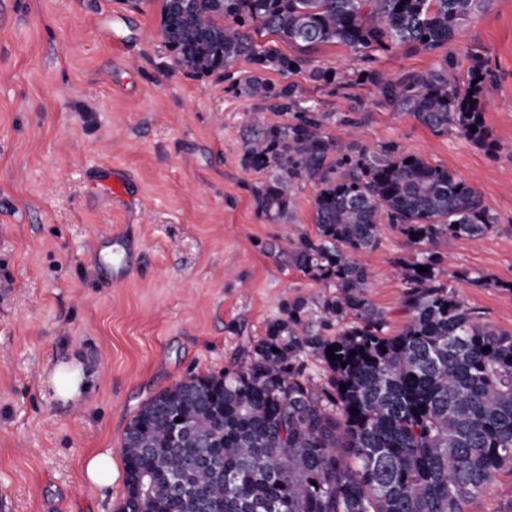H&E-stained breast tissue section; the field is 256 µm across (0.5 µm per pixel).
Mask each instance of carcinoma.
Masks as SVG:
<instances>
[{"label": "carcinoma", "instance_id": "obj_1", "mask_svg": "<svg viewBox=\"0 0 512 512\" xmlns=\"http://www.w3.org/2000/svg\"><path fill=\"white\" fill-rule=\"evenodd\" d=\"M490 4L162 0L160 33L191 77L226 72L239 60L286 75L308 59L266 49L254 36L273 33L303 53L325 43L357 53L434 52ZM453 67L445 58L425 72L366 79L434 134L454 131L493 153L485 63L471 55L454 82ZM244 91L294 111L295 122L284 125L254 116L243 162L269 172L253 195L276 218L288 216L303 182L319 185L316 235L301 238L291 258L335 292L323 296L315 322L305 319L304 303L288 306L238 370L191 376L141 405L122 438L118 512H465L474 493L512 468V336L455 297L441 281L445 257L434 252L395 266L409 318L389 335L386 315L368 297L370 274L354 255L377 246L385 223L410 245L478 239L493 224L482 195L394 144L351 151L325 134L335 114L295 110V83L274 87L255 76ZM309 354L324 359L329 384L305 375Z\"/></svg>", "mask_w": 512, "mask_h": 512}]
</instances>
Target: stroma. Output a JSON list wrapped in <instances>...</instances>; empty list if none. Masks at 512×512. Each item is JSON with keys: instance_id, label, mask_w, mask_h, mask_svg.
Segmentation results:
<instances>
[{"instance_id": "stroma-1", "label": "stroma", "mask_w": 512, "mask_h": 512, "mask_svg": "<svg viewBox=\"0 0 512 512\" xmlns=\"http://www.w3.org/2000/svg\"><path fill=\"white\" fill-rule=\"evenodd\" d=\"M161 9L162 0H0V512L120 504L122 438L145 401L188 377L236 369L293 301L318 317L324 284L288 261L301 237L316 234L317 187L303 185L288 219L257 209L253 189L267 174L242 161L250 117L281 125L292 116L246 95L252 76L294 82L320 109L347 116L325 129L336 141L371 152L397 144L478 190L496 222L482 238L437 245L450 258L441 280L512 334V0H493L437 51L367 59L322 44L287 77L245 61L226 75H187L162 42ZM473 53L490 71L483 112L494 153L453 132L434 135L361 79L424 72L447 56L459 62L458 79ZM320 67L359 81L319 82ZM106 166L133 179L139 203L97 193ZM115 227L143 253L120 287L88 273L93 234ZM411 253L388 227L355 255L394 332L407 318L394 264ZM474 273L492 287L472 284ZM59 368L79 370L78 393ZM100 448L112 452V484L102 490L81 472ZM465 510L512 512V469Z\"/></svg>"}]
</instances>
